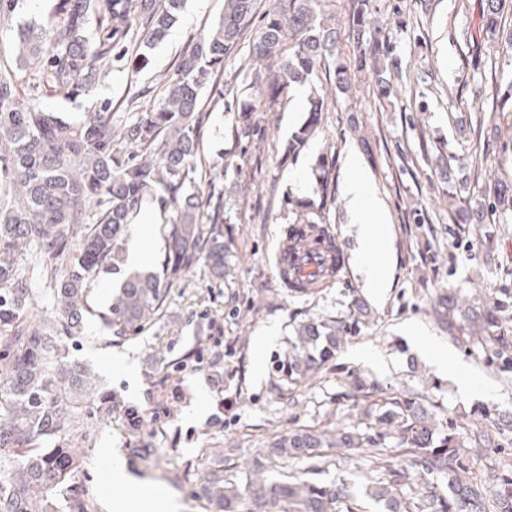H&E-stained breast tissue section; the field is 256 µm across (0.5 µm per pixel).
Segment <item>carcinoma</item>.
<instances>
[{
	"instance_id": "carcinoma-1",
	"label": "carcinoma",
	"mask_w": 512,
	"mask_h": 512,
	"mask_svg": "<svg viewBox=\"0 0 512 512\" xmlns=\"http://www.w3.org/2000/svg\"><path fill=\"white\" fill-rule=\"evenodd\" d=\"M184 0H56L48 19H32L14 30L9 60H0V512H90L88 491L72 479L84 463L78 443L85 439L83 404L97 401L102 414L110 398L98 393L96 376L70 359L90 313L89 285L101 273L119 270L126 253L124 231L143 203L154 200L169 214L164 223L168 253L157 271L126 274L104 317L111 336H135L161 314L166 293L201 253L215 274H224V213L216 203L209 230L202 224V198L187 191L196 181L200 154V92L224 73V63L253 24L257 0H225L224 16L187 46L174 72L153 96H134L131 111H112V101L95 103L83 117L66 120L41 105L47 91L77 99L126 55L145 57L177 22ZM512 0H484L482 36L512 45L504 28ZM370 0H350L345 27L354 40L359 66L371 64L376 101L392 93L393 46L371 39ZM255 38L251 84L259 96L239 103L240 112H272L323 64L333 66L336 88L347 95L350 68L338 61V26L323 0H275ZM25 92H19V85ZM503 110L512 112V78L481 86ZM328 101L311 98L306 121L282 155L293 158L315 133ZM320 202L297 200L288 209L294 224H324L334 199L330 161L321 160ZM457 224L483 222V205L460 203L451 215ZM34 256L22 270L24 251ZM51 276L53 315L30 321L35 307L32 280ZM509 305L492 302L483 316L454 308L435 311L451 335L466 331L487 351L489 360L512 367V336L501 322ZM322 322L300 325L293 353L282 371L299 384L325 370L349 331ZM363 400L379 406L371 423L333 431L290 429L266 446L270 461L299 460L312 468L323 463V448L372 449L381 461L373 479L385 512H512V468L477 476L469 451L495 447L486 428H468L449 416L440 432L420 397L380 396L374 386L353 383ZM395 440L405 452L383 460L381 449ZM254 462L244 487L224 476L202 475L200 499L219 512H335L344 486H324L298 477L272 482ZM441 474L449 493L425 491L413 504L398 487L422 476ZM70 484L65 505L56 490Z\"/></svg>"
}]
</instances>
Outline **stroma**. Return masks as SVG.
I'll return each mask as SVG.
<instances>
[{"instance_id": "stroma-1", "label": "stroma", "mask_w": 512, "mask_h": 512, "mask_svg": "<svg viewBox=\"0 0 512 512\" xmlns=\"http://www.w3.org/2000/svg\"><path fill=\"white\" fill-rule=\"evenodd\" d=\"M378 37L394 43L398 70L391 107L372 100L368 69L355 70L351 96L336 89L332 72L319 71L304 95L277 112L242 117L238 103L254 98L250 63L256 28H249L224 65L218 88H206L200 106L201 159L208 172L204 196L224 204L225 268L215 275L198 260L171 288L162 314L141 335L109 342L100 317L107 313L118 275L104 274L91 285L92 314L74 356L97 375L112 396V411L95 404L82 413L89 433L85 463L77 479L89 491L91 512H107L126 486L111 482L103 454L118 452L131 483L166 490L181 512H204L198 497L201 470L221 471L245 483L243 460L258 457L265 443L291 427L325 428L366 419L365 404L351 397L350 384L365 380L390 393L421 395L436 422L456 415L473 425L483 414L512 415V371L491 365L480 344L449 335L434 311L452 300L458 309H481L501 293L512 296V223L455 224L449 219V173L470 179V195L493 202L491 189L512 182V157L496 146L512 145V115L490 121L492 106L476 89L490 69L512 72V48H487L478 36L483 0H371ZM224 0H187L168 36L148 53L147 63L127 57L113 66L88 98L75 104L62 95L43 97L48 110L72 119L93 102L111 99L123 112L133 93L154 87L171 74L185 45L216 23ZM475 31L467 41L462 30ZM327 97L319 129L288 162L280 156L303 124L312 95ZM427 111H418L419 100ZM250 121L254 136L239 135ZM359 155L372 177L390 224L393 275L384 299H375L355 263L312 295H294L274 269V254L288 224V203L319 200L323 156L334 161L344 182V157ZM148 226L128 225L127 244L149 253L144 267L159 269L165 256L164 215L146 203ZM344 320L353 328L329 367L299 385H289L280 369L295 328L308 321ZM275 327L277 337L257 348V338ZM427 340L452 362L465 367L482 387L461 398L453 380L424 356ZM366 351L368 359L357 358ZM262 360L263 375L253 364ZM133 361L127 371L125 361ZM144 421L149 455L135 451L133 417ZM318 471L300 461L266 462L269 479L299 475L331 486L347 483L342 512H384L369 493L372 463L364 450L325 449Z\"/></svg>"}]
</instances>
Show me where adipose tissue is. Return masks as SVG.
<instances>
[{
    "label": "adipose tissue",
    "mask_w": 512,
    "mask_h": 512,
    "mask_svg": "<svg viewBox=\"0 0 512 512\" xmlns=\"http://www.w3.org/2000/svg\"><path fill=\"white\" fill-rule=\"evenodd\" d=\"M344 166L349 175L343 185V195L348 201L351 219L358 226V248L354 259L361 266L368 284L380 293L390 280L391 268L385 264H366L365 259L367 255L388 250L390 229L378 202L375 186L364 173L357 155L347 153Z\"/></svg>",
    "instance_id": "obj_1"
}]
</instances>
